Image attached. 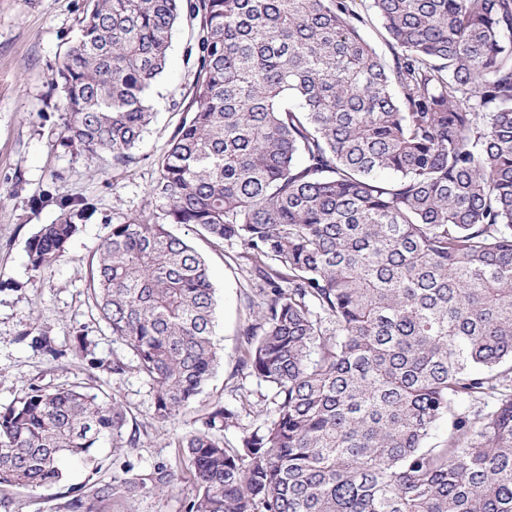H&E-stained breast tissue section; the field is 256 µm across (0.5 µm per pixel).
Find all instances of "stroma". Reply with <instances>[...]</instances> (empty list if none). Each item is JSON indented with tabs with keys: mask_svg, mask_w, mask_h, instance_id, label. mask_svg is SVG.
I'll return each mask as SVG.
<instances>
[{
	"mask_svg": "<svg viewBox=\"0 0 512 512\" xmlns=\"http://www.w3.org/2000/svg\"><path fill=\"white\" fill-rule=\"evenodd\" d=\"M83 0H0V406L24 397L30 387L49 389L78 385L92 393L107 392L131 411L140 441L129 449L142 472L159 462L174 460L176 436L200 425L215 403L240 406L257 403L265 386L240 365L242 332L251 323L260 300L254 274L238 246H214L194 229L175 226L205 258L215 287L214 341L223 358L216 366L193 408L175 420L152 417V394L131 361L132 354L114 342L87 290L89 261L113 220L137 213L148 203L147 190L157 176L155 162L167 149L179 124L194 82L197 42L189 23L176 27L166 71L152 88L153 121L136 151L138 161L128 170L99 172L96 163L71 157L56 146L59 112L51 95V74L59 56L73 44ZM62 172L63 182L52 180ZM22 191H14V177ZM59 191L87 198L96 216L80 224L60 261L31 273L26 245L40 225L54 222L56 206L33 208L31 200ZM49 335L61 350L52 358L38 344ZM84 337L101 367L89 365L73 349ZM130 364L124 375L105 370L114 356ZM196 493L190 478H183L172 494L140 496L95 504L94 512H182ZM64 490H0V512H63Z\"/></svg>",
	"mask_w": 512,
	"mask_h": 512,
	"instance_id": "1",
	"label": "stroma"
}]
</instances>
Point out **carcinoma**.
<instances>
[{
  "mask_svg": "<svg viewBox=\"0 0 512 512\" xmlns=\"http://www.w3.org/2000/svg\"><path fill=\"white\" fill-rule=\"evenodd\" d=\"M184 17L198 65L160 206L102 216L91 298L173 420L221 355L206 262L171 226L240 246L261 296L241 365L270 408L228 448L241 411L217 403L178 461L115 456L103 484L101 443L136 444L126 406L34 387L0 407V487L61 485L77 460L66 512L169 494L185 469V512H512V0H86L51 77L64 152L134 163ZM34 203L59 210L27 241L36 273L97 209Z\"/></svg>",
  "mask_w": 512,
  "mask_h": 512,
  "instance_id": "carcinoma-1",
  "label": "carcinoma"
}]
</instances>
